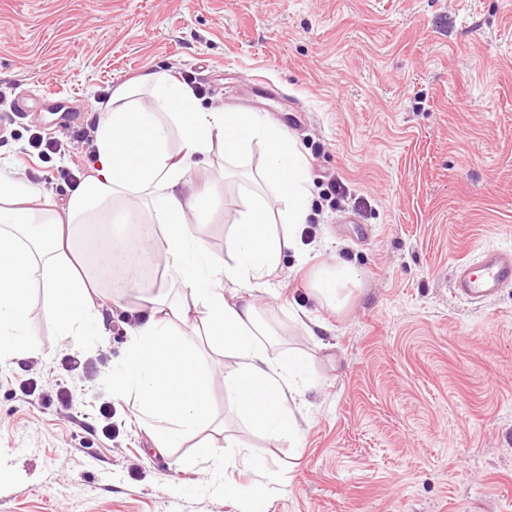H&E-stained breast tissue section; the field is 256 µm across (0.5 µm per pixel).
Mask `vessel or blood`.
<instances>
[{
    "mask_svg": "<svg viewBox=\"0 0 512 512\" xmlns=\"http://www.w3.org/2000/svg\"><path fill=\"white\" fill-rule=\"evenodd\" d=\"M454 288L459 296L474 302L491 300L502 289L512 288V248L488 249L477 259L461 263Z\"/></svg>",
    "mask_w": 512,
    "mask_h": 512,
    "instance_id": "vessel-or-blood-1",
    "label": "vessel or blood"
}]
</instances>
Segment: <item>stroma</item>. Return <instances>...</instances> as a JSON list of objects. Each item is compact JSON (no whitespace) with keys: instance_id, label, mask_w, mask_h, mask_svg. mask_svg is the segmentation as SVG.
I'll return each instance as SVG.
<instances>
[{"instance_id":"stroma-1","label":"stroma","mask_w":512,"mask_h":512,"mask_svg":"<svg viewBox=\"0 0 512 512\" xmlns=\"http://www.w3.org/2000/svg\"><path fill=\"white\" fill-rule=\"evenodd\" d=\"M154 67L204 106L285 126L309 167L308 260L286 252L259 295L270 356L312 371L300 432L252 428L222 381L235 359L207 352L209 438L241 443L228 479L252 484L248 457L265 459L266 512H512V288L454 291L459 263L512 248V0H0V170L66 206L95 149L50 105L73 101L93 130L112 88ZM37 133L60 152L38 156ZM209 157L190 180L220 263L265 150ZM337 257L357 283L334 310L311 286ZM29 318L34 351L0 362V512H243L192 443L156 450L134 399L113 395L129 311L66 339L35 287ZM58 382L70 407L47 397Z\"/></svg>"}]
</instances>
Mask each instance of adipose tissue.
<instances>
[{"label": "adipose tissue", "instance_id": "1", "mask_svg": "<svg viewBox=\"0 0 512 512\" xmlns=\"http://www.w3.org/2000/svg\"><path fill=\"white\" fill-rule=\"evenodd\" d=\"M148 89L153 107L133 106L134 87ZM178 130L180 150L170 145ZM266 148L264 177L285 203L280 216L259 195L246 196L227 237L224 263H216L198 231L205 209L202 194L189 188L190 171L207 165L212 144L239 157L253 142ZM96 163L71 194L65 211L26 181L0 172V360L33 348L28 324L29 290L45 288L61 336L105 335L106 318L94 297L103 265L126 272L128 287L140 285L133 259L158 254L184 300L143 293L146 321L130 333L127 353L112 369V392L135 397L148 419L155 448H176L197 439L198 454L221 478L235 467L233 456L202 440L213 423L210 405L214 374L190 337L204 325L208 341L237 360L224 378L239 411L273 438L296 437L293 406L309 380L302 356L272 360L261 342L262 324L247 291L260 287L278 268L284 252L297 251V232L310 216L308 167L296 141L253 112L203 107L189 87L168 72L146 70L136 85L113 88L95 132ZM158 225L137 244L112 238L116 224ZM353 267L339 260L318 269L313 294L338 308L355 284ZM241 289L226 297L225 283ZM223 481V479H222ZM225 496L242 487L223 481Z\"/></svg>", "mask_w": 512, "mask_h": 512}]
</instances>
